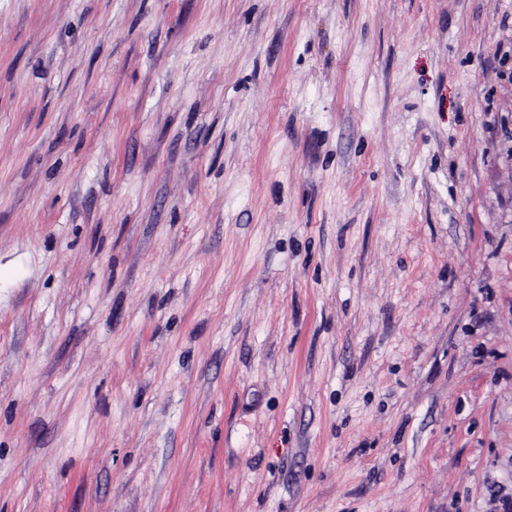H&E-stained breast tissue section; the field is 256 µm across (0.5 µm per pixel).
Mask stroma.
I'll return each instance as SVG.
<instances>
[{"mask_svg":"<svg viewBox=\"0 0 512 512\" xmlns=\"http://www.w3.org/2000/svg\"><path fill=\"white\" fill-rule=\"evenodd\" d=\"M0 512H512V0H0Z\"/></svg>","mask_w":512,"mask_h":512,"instance_id":"stroma-1","label":"stroma"}]
</instances>
